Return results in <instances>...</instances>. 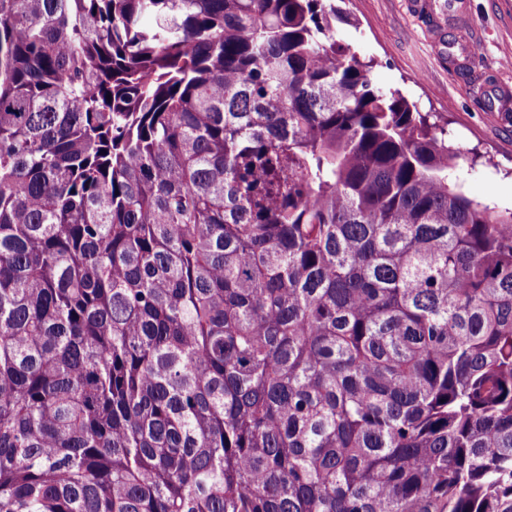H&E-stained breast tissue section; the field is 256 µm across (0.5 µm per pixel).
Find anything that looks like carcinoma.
<instances>
[{"label": "carcinoma", "instance_id": "carcinoma-1", "mask_svg": "<svg viewBox=\"0 0 512 512\" xmlns=\"http://www.w3.org/2000/svg\"><path fill=\"white\" fill-rule=\"evenodd\" d=\"M334 0H0V512H512V209Z\"/></svg>", "mask_w": 512, "mask_h": 512}]
</instances>
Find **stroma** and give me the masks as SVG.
<instances>
[{
	"label": "stroma",
	"mask_w": 512,
	"mask_h": 512,
	"mask_svg": "<svg viewBox=\"0 0 512 512\" xmlns=\"http://www.w3.org/2000/svg\"><path fill=\"white\" fill-rule=\"evenodd\" d=\"M345 21L334 37L373 60L372 82L396 88L430 113L462 156L466 194L512 209V112L487 106L483 90L512 95V0H465V22L428 21L415 0H342ZM472 40L478 55L466 68L448 64V49Z\"/></svg>",
	"instance_id": "1"
}]
</instances>
